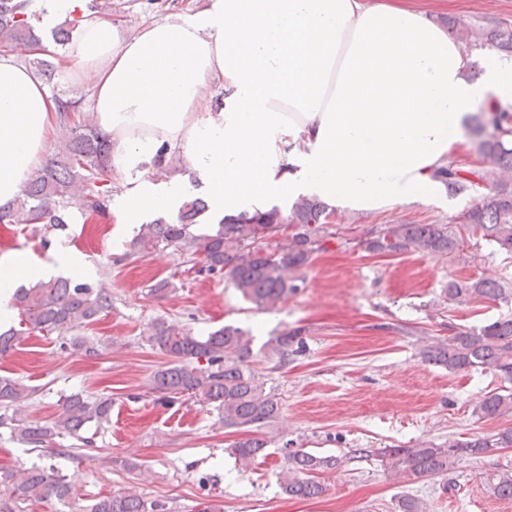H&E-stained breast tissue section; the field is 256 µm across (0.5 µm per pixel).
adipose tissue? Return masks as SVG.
Instances as JSON below:
<instances>
[{
	"label": "adipose tissue",
	"mask_w": 512,
	"mask_h": 512,
	"mask_svg": "<svg viewBox=\"0 0 512 512\" xmlns=\"http://www.w3.org/2000/svg\"><path fill=\"white\" fill-rule=\"evenodd\" d=\"M36 2L42 27L72 24L63 71L93 91L90 112L125 187L123 224L179 209L187 185L145 176L175 148L206 185L215 221L267 211L277 197L315 195L358 214L431 203L475 105L512 103V61L464 54L402 0H203L132 34L84 0ZM477 62L484 77L473 81ZM56 116L42 79L0 54V205L43 165Z\"/></svg>",
	"instance_id": "1"
}]
</instances>
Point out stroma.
I'll return each mask as SVG.
<instances>
[{
	"label": "stroma",
	"mask_w": 512,
	"mask_h": 512,
	"mask_svg": "<svg viewBox=\"0 0 512 512\" xmlns=\"http://www.w3.org/2000/svg\"><path fill=\"white\" fill-rule=\"evenodd\" d=\"M408 4L439 24L512 30V0ZM194 6V0H112V14L132 33ZM480 197L476 190L373 215L333 211L323 248L304 269L298 291L267 310L244 300L226 277L196 272L172 249L134 252L135 229L116 223L111 210L102 217L73 210L63 231L0 224V260L20 254L41 265L59 250L74 252L84 263L79 281L112 299L93 324L32 334L0 356V376L34 389L19 419L51 421L64 396L83 393L111 398L109 423L88 425L78 439H56L52 454L0 427V471L53 465L81 502L133 489L173 512H203L208 505L219 512H400L406 497L417 499L421 512H512V500L494 496L489 484L494 474L512 471V448L462 458L434 477H397L378 457L389 446L467 441L512 427L510 416L488 420L476 412L487 393L510 389L511 381L490 370L451 373L419 358L423 336L444 338L449 327H478L512 311V302L458 306L441 295L452 279L512 277V254L476 245L468 234L449 258L376 254L363 245L370 230L384 224L454 223ZM162 280L168 290L151 294ZM160 320L194 336L225 325L253 336L252 366L281 405L263 430L267 456L241 469L228 450L248 431L224 427L216 412L192 398L155 404L151 379L168 359L147 338ZM294 328L304 329L307 350L274 369L259 349ZM76 334L93 340L97 355L69 349ZM286 442L340 458L337 468L314 474L324 494L300 500L282 492Z\"/></svg>",
	"instance_id": "stroma-1"
}]
</instances>
